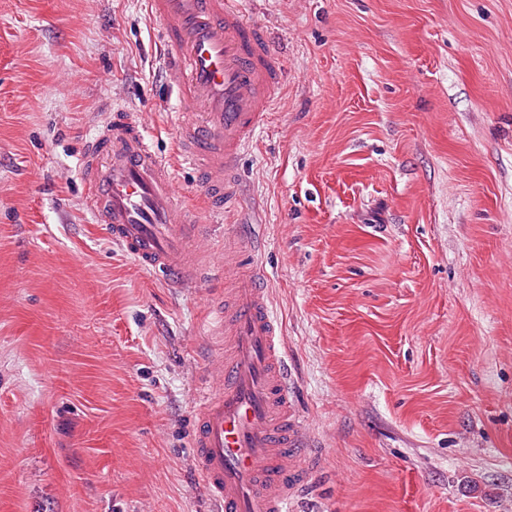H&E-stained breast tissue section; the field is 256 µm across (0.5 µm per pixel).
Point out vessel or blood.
I'll use <instances>...</instances> for the list:
<instances>
[{
  "mask_svg": "<svg viewBox=\"0 0 512 512\" xmlns=\"http://www.w3.org/2000/svg\"><path fill=\"white\" fill-rule=\"evenodd\" d=\"M159 25L166 77L187 107L178 153L203 180L210 213L239 202L242 149L269 115L282 62L245 0H147ZM83 174L97 223L146 269L179 287L222 271L152 142L128 121L107 122L86 145ZM262 267L235 276L212 309L224 328L219 380L200 400L192 436L196 467L220 512H294L307 455L295 414L284 338Z\"/></svg>",
  "mask_w": 512,
  "mask_h": 512,
  "instance_id": "b4317fda",
  "label": "vessel or blood"
}]
</instances>
